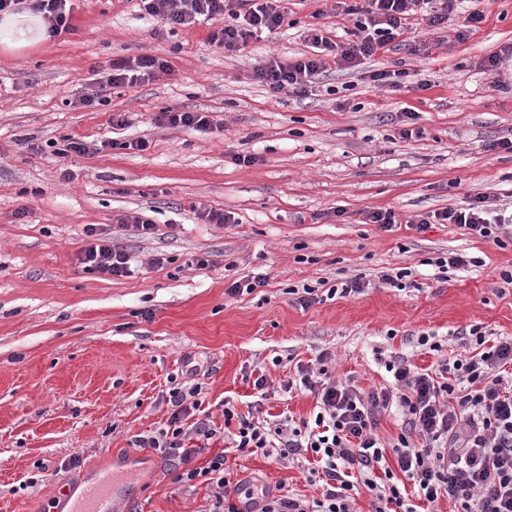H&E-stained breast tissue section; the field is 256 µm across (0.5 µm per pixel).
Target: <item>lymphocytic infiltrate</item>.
I'll use <instances>...</instances> for the list:
<instances>
[{
	"instance_id": "f902f5d3",
	"label": "lymphocytic infiltrate",
	"mask_w": 512,
	"mask_h": 512,
	"mask_svg": "<svg viewBox=\"0 0 512 512\" xmlns=\"http://www.w3.org/2000/svg\"><path fill=\"white\" fill-rule=\"evenodd\" d=\"M454 0H336L341 14L353 17L354 40L341 46L323 29H308L313 51L281 62L268 57L253 70L256 80L272 93L308 94L328 64L349 69L401 36L412 17L433 29L443 28ZM140 8L167 27L215 22L208 40L225 52H237L263 33L283 27L288 0H140ZM163 59L141 55L113 60L99 77L98 92L81 98L82 106L107 105L108 91L151 80L167 72ZM433 224H452L467 234L493 242L512 238V211L492 205L490 193L480 192L465 204L421 215L417 230ZM79 256L84 270L109 277L132 273L131 257L114 246L107 233L87 225ZM466 354L439 361L436 369L416 367L407 358L386 362L393 384L363 390L351 380L332 377L326 367H298L299 390L316 401L311 424L281 423L275 432L228 407L225 423L235 426L237 450L247 454L277 453L279 458L315 455L325 489L321 497L305 500L290 492L263 495L257 512H353L355 495L367 492L372 512H415L399 484L408 479L427 503L448 498L455 512H512V337L487 345L480 326L462 334ZM198 389H171L173 411L157 433L137 436L141 448L162 450L182 464L178 483L200 482L210 491L207 512H241L239 484L230 480L224 455L203 467L192 466L197 449L186 447L188 437L210 440L216 430L209 420H192L198 410ZM398 411L402 428L391 446L378 442L373 430L380 418ZM421 445H414V438Z\"/></svg>"
}]
</instances>
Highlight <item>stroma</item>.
<instances>
[{
    "label": "stroma",
    "instance_id": "obj_1",
    "mask_svg": "<svg viewBox=\"0 0 512 512\" xmlns=\"http://www.w3.org/2000/svg\"><path fill=\"white\" fill-rule=\"evenodd\" d=\"M335 3L289 0L288 26L227 54L209 42L208 23L163 35L138 0H71V32L0 52V512H44L52 500L67 512L64 491L81 493L105 469L122 478L116 512H202L207 485L184 488L171 462L135 443L164 426L175 383L200 387L196 416L217 430L194 466L222 454L254 499L281 487L321 497L307 461L236 451L223 431L225 404L271 429L298 423L312 418L315 401L281 386L320 355L336 378L367 390L390 382L393 357L436 365L471 326L512 336V286L500 277L512 269V240L500 247L452 224L413 226L489 188L512 204V153L487 148L512 136V61L484 67L512 45V6L457 0L445 28L410 20L403 39L424 42L419 54L381 52L349 70L332 63L313 95L271 94L254 67L308 53L310 25L350 40L353 23ZM476 8L486 22L457 41ZM143 54L166 60L169 73L112 89L108 105L73 106L97 90L94 69ZM400 59L427 90L369 80L368 70ZM169 107L208 113L214 131L158 125ZM116 112L124 128L113 127ZM411 128L416 137L401 138ZM65 136L89 153L53 156L51 141ZM140 138L147 150L129 148ZM237 152L256 163L233 164ZM201 205L237 221L204 223ZM369 209L394 210L401 222L390 231L362 223ZM133 213L154 221L153 235L117 224ZM90 224L131 255V276L82 269ZM451 252L481 263L433 266ZM404 268L411 287L381 284L380 272ZM260 275L264 287L226 295L233 281ZM354 277L367 282L363 294L305 309L293 302L292 289ZM423 333L435 334L441 352L418 345ZM260 376L266 389L254 386Z\"/></svg>",
    "mask_w": 512,
    "mask_h": 512
}]
</instances>
